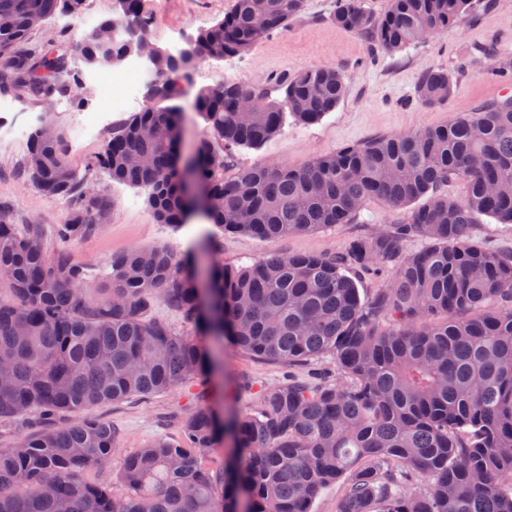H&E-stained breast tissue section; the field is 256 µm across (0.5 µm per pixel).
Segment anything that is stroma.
Wrapping results in <instances>:
<instances>
[{
  "mask_svg": "<svg viewBox=\"0 0 512 512\" xmlns=\"http://www.w3.org/2000/svg\"><path fill=\"white\" fill-rule=\"evenodd\" d=\"M145 3L153 18L148 32L150 41L174 51L183 48L188 37L222 19L231 0ZM336 3L337 0H304L301 13L287 30L264 37L249 53L196 62L182 83L179 100L183 152L196 149L206 132V124L194 108L195 94L200 88L217 83L267 87L283 75L323 65L336 66L344 74L347 93L334 111L310 125L287 122L261 148L239 149L234 162L246 168L278 163L298 168L316 156L375 137L446 124L452 115L474 111L500 95L501 83L488 74L497 58L480 55L478 49L494 46L501 57L512 61V0H478L459 27L396 52L375 46L367 37L336 28L331 20ZM433 69L447 70L459 90L447 103L424 106L415 98V79L420 72ZM89 76L82 61L70 56L63 94L49 102L26 93L14 94L10 107L0 111V205L10 223L38 224L49 231L63 223L69 212L67 200L45 195L23 176L28 143L17 140L14 132L32 131L48 122L66 134L70 167L88 173L90 185L100 189L109 204V211L95 231L70 247L76 261L88 271H98L112 257L136 247L167 248L192 259L217 260L233 268L271 253L338 255L352 240L388 228L405 216L404 211L391 210L372 200L364 207L358 223L275 240L223 232L199 217L191 218L179 229L157 223L143 190L113 183L102 169L89 166L113 127L130 116L129 111L113 110ZM89 110L107 115L104 127L94 136L86 135L75 121L78 113ZM156 313L200 345L219 347L221 365L205 382L132 397L93 410V417L112 423L119 438L108 460L86 470L83 480L109 487L114 494L125 492L119 481L125 458L160 436L181 440L184 420L196 411L211 408L223 418L240 419L256 412L257 394L262 389L293 377L303 380L337 376L330 358L298 365L262 361L232 344L216 345L213 337L199 332L165 303L157 304Z\"/></svg>",
  "mask_w": 512,
  "mask_h": 512,
  "instance_id": "obj_1",
  "label": "stroma"
}]
</instances>
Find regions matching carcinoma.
I'll use <instances>...</instances> for the list:
<instances>
[{"label":"carcinoma","instance_id":"1","mask_svg":"<svg viewBox=\"0 0 512 512\" xmlns=\"http://www.w3.org/2000/svg\"><path fill=\"white\" fill-rule=\"evenodd\" d=\"M336 27L396 52L459 26L473 0H389L374 15L361 0H338ZM68 51L29 41L32 18L79 19L85 0H0V95L50 101L68 53L94 69L118 68L136 52L127 28L148 33L145 0H118ZM303 0H232L224 18L194 37L190 57L160 51L144 83L149 105L112 130L91 166L146 191L160 224L192 217L179 174L181 79L200 59L249 52L288 28ZM457 86L444 69L420 76L415 97L443 104ZM346 93L342 71H298L268 88L218 83L197 91L206 123L195 176L214 208L201 215L225 232L272 240L351 224L366 203L393 210L425 199L390 229L357 238L338 256L273 254L230 269L187 265L178 253L144 247L115 256L92 277L34 224L0 213V421L50 423L0 448V512H310L325 485L346 479L341 512H512V251L473 242L481 215L512 224V95H500L447 124L346 146L290 168L232 170L235 151L259 148L287 117L319 121ZM254 112L243 117L239 100ZM26 172L50 197L74 202L56 237L95 230L103 199L66 161L51 123L30 135ZM460 180V202L438 192ZM424 237L430 246L405 251ZM385 286L361 299L347 272L374 264ZM202 332L242 351L290 364L329 356L343 381L264 389L259 411L221 421L191 414L179 441L159 437L127 457L126 494L84 483L117 438L99 419L62 422L131 396L205 380L218 356L155 315L158 299ZM232 441V461L212 474L199 454ZM427 482L406 494L402 479Z\"/></svg>","mask_w":512,"mask_h":512}]
</instances>
